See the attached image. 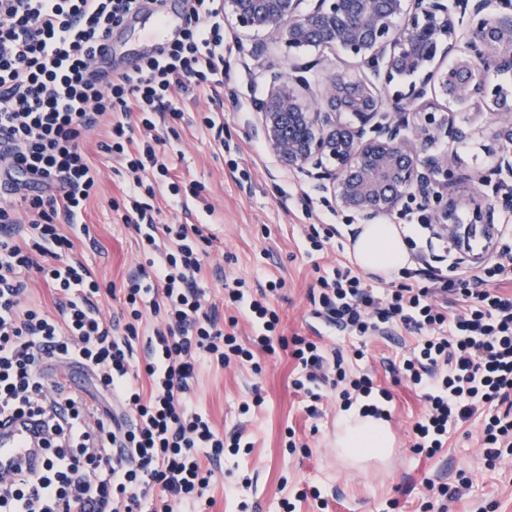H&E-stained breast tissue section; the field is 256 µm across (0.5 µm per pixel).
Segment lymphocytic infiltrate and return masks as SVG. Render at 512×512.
Instances as JSON below:
<instances>
[{"label":"lymphocytic infiltrate","instance_id":"f902f5d3","mask_svg":"<svg viewBox=\"0 0 512 512\" xmlns=\"http://www.w3.org/2000/svg\"><path fill=\"white\" fill-rule=\"evenodd\" d=\"M142 0H0V416L30 413L44 432L40 469L0 474V512H199L225 448L197 407L203 367L252 361L275 353L278 284L249 289L224 281V300L202 285L209 225L164 224L156 205L201 198L203 185L172 174L159 128L183 120L179 95L207 94L211 109L197 123L224 149V5L183 0L178 37L135 70L102 84L91 75L95 51L111 26ZM127 180L110 207L138 236L139 261L119 288L122 308L108 320L101 288L72 257L87 236L83 215L102 170L83 149L91 135ZM405 241L414 260L397 280L365 277L349 266L318 275L310 290L316 322L353 336L386 337L402 328L417 344L400 368L422 392L425 411L414 427L416 453L434 456L451 429L483 414V456H512V225L483 265L462 264L447 241L418 216ZM55 294L46 310L27 288L30 274ZM242 311L253 346L239 342ZM296 390L317 414L324 387L363 416L388 417L371 403L373 381L349 370L337 350L303 336L291 340ZM145 356L136 360V345ZM79 368L112 401L89 403L46 369Z\"/></svg>","mask_w":512,"mask_h":512}]
</instances>
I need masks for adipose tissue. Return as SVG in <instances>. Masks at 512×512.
<instances>
[{
  "label": "adipose tissue",
  "mask_w": 512,
  "mask_h": 512,
  "mask_svg": "<svg viewBox=\"0 0 512 512\" xmlns=\"http://www.w3.org/2000/svg\"><path fill=\"white\" fill-rule=\"evenodd\" d=\"M350 256L361 268L391 276L409 259L400 228L394 224H364L350 249ZM336 442L356 460L382 455L389 446V436L382 420L348 412L341 420Z\"/></svg>",
  "instance_id": "adipose-tissue-1"
}]
</instances>
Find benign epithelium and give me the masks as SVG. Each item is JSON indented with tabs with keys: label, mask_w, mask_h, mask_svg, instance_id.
Here are the masks:
<instances>
[{
	"label": "benign epithelium",
	"mask_w": 512,
	"mask_h": 512,
	"mask_svg": "<svg viewBox=\"0 0 512 512\" xmlns=\"http://www.w3.org/2000/svg\"><path fill=\"white\" fill-rule=\"evenodd\" d=\"M236 22L265 31L290 49H340L384 85L411 77L407 90L393 93L390 119L377 118L385 99L366 79L338 72L323 102L301 103L282 76L262 105L268 149L292 168L317 170L330 180L336 205L365 224L399 210L404 199L432 208L433 223L448 235L458 224L457 204L439 189L449 185L453 152L429 153L441 132L459 139L451 115L423 104L437 79L445 100L472 112H488L498 128L503 154L493 173L512 177V88L491 76L512 71V4L509 0H228ZM451 55L439 75L438 54ZM334 161L325 167L324 159Z\"/></svg>",
	"instance_id": "7a95c632"
}]
</instances>
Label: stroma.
Returning <instances> with one entry per match:
<instances>
[{
  "instance_id": "stroma-1",
  "label": "stroma",
  "mask_w": 512,
  "mask_h": 512,
  "mask_svg": "<svg viewBox=\"0 0 512 512\" xmlns=\"http://www.w3.org/2000/svg\"><path fill=\"white\" fill-rule=\"evenodd\" d=\"M224 39L232 46L224 55V140L229 154H221L207 131L180 128L175 147V173L185 181L204 185L211 207L207 218L217 237L206 261L203 280L213 301L224 294L222 276L245 279L250 287L274 280L282 287L273 301L284 337L311 336L309 288L316 267L350 261L348 250L329 242L321 252H308L303 239L310 224L358 225V217L338 209L322 184L307 173L288 168L267 148L260 108L281 74L295 69L296 94L306 104L322 101L330 77L339 71L361 76L374 85L382 79L343 51L306 47L291 50L261 31L224 22ZM464 136L457 143L440 137L433 150L453 151L451 187L462 220L475 205L491 206L496 218L505 208L494 185L472 189L466 174L492 170L501 143L484 119L469 112L455 115ZM91 136L85 150L106 174L101 192L84 214L88 237L76 256L93 271L101 288L122 284L138 257L135 233L114 223L108 202L122 198L124 177L107 171V160ZM250 174L235 180L229 159ZM415 335L405 330L389 338H359L339 332L325 336L347 365L366 371L393 396L387 419L391 446L380 457L352 462L336 451V425L345 414L343 404L325 397L317 415H309L304 395L296 392V362L288 351L269 356L257 353L260 373L250 366L204 369L198 377L196 404L224 436L241 435L246 448L225 452L215 469L206 512H425L427 481L462 487L453 512H476L492 505V512H512V466H486L481 457V421L472 418L451 432L433 457L413 453V427L424 409L419 389L398 372V364L414 347ZM261 406H254V399ZM296 433L300 447L288 445Z\"/></svg>"
}]
</instances>
